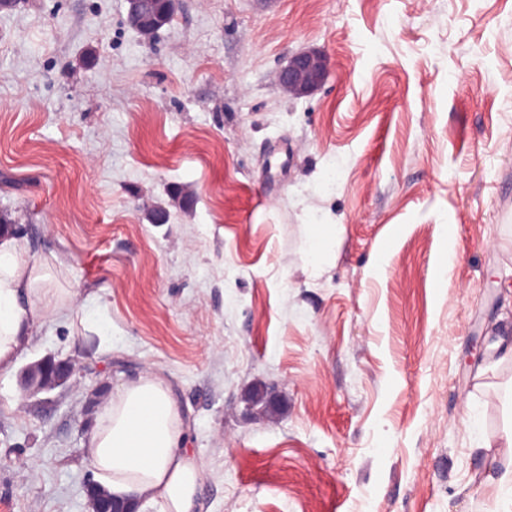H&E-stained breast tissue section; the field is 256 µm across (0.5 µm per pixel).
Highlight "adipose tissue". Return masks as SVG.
I'll use <instances>...</instances> for the list:
<instances>
[{"mask_svg":"<svg viewBox=\"0 0 512 512\" xmlns=\"http://www.w3.org/2000/svg\"><path fill=\"white\" fill-rule=\"evenodd\" d=\"M45 262L0 235V371L13 367L49 296ZM174 397L151 374L123 385L100 413L86 456L97 485L141 512H196L203 470L189 448Z\"/></svg>","mask_w":512,"mask_h":512,"instance_id":"adipose-tissue-1","label":"adipose tissue"}]
</instances>
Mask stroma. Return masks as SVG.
<instances>
[{
    "instance_id": "obj_1",
    "label": "stroma",
    "mask_w": 512,
    "mask_h": 512,
    "mask_svg": "<svg viewBox=\"0 0 512 512\" xmlns=\"http://www.w3.org/2000/svg\"><path fill=\"white\" fill-rule=\"evenodd\" d=\"M127 12L0 11V211L77 291L0 372V512H89L87 437L148 372L201 512H499L512 0H179L150 41ZM309 49L329 77L291 97ZM48 355L80 374L25 388ZM328 77V61L316 51L292 55L277 76L278 85L296 97L305 96L321 86Z\"/></svg>"
}]
</instances>
